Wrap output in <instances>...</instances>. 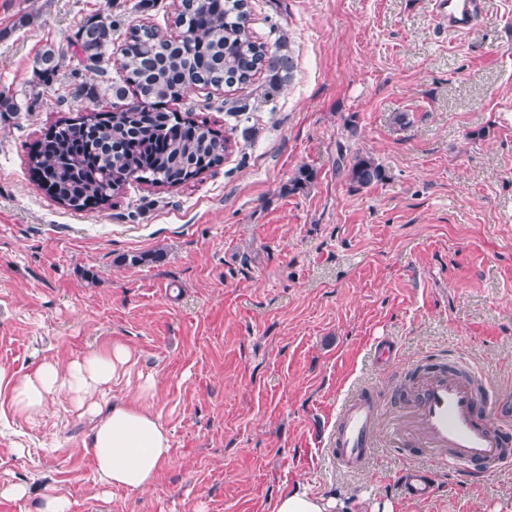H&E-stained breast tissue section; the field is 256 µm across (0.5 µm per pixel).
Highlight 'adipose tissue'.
Wrapping results in <instances>:
<instances>
[{
	"label": "adipose tissue",
	"instance_id": "1",
	"mask_svg": "<svg viewBox=\"0 0 512 512\" xmlns=\"http://www.w3.org/2000/svg\"><path fill=\"white\" fill-rule=\"evenodd\" d=\"M131 359L129 348L115 344L64 369L41 363L32 375L9 383V401L16 416L31 421L43 415L50 398L59 395L95 414L89 446L100 482L143 491L155 482L171 451L169 432L147 403L149 386H142L134 401L113 405L103 414L95 401L105 386L120 378Z\"/></svg>",
	"mask_w": 512,
	"mask_h": 512
}]
</instances>
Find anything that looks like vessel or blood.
I'll return each mask as SVG.
<instances>
[{"label": "vessel or blood", "instance_id": "b4317fda", "mask_svg": "<svg viewBox=\"0 0 512 512\" xmlns=\"http://www.w3.org/2000/svg\"><path fill=\"white\" fill-rule=\"evenodd\" d=\"M480 10V0H436V17L455 34L468 32ZM384 404L371 390L347 397L336 412L328 452L340 467L366 466L378 443L376 425ZM393 448H426L453 469L482 467L489 472L512 461V417L496 399L477 404L470 385L455 376L436 373L422 384L419 398L401 428L386 431ZM406 493L429 497L433 488L426 471H409Z\"/></svg>", "mask_w": 512, "mask_h": 512}]
</instances>
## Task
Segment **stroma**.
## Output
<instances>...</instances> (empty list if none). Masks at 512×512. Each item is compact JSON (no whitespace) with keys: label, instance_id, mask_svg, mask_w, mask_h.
Wrapping results in <instances>:
<instances>
[{"label":"stroma","instance_id":"stroma-1","mask_svg":"<svg viewBox=\"0 0 512 512\" xmlns=\"http://www.w3.org/2000/svg\"><path fill=\"white\" fill-rule=\"evenodd\" d=\"M249 2L259 42L287 36L290 81L257 109L259 77L165 105L228 136L223 163L74 211L32 179L29 150L89 105L78 84L121 76L125 28L169 30L174 0H0V89L20 105L0 115V374L126 345L109 396L151 381L171 443L150 490L107 488L89 416L60 396L26 421L0 389V512H41L49 490L69 512H275L298 487L336 512H512V464L470 473L381 445L350 471L326 449L356 388L380 394V428L398 424L420 363L466 358L512 406V0H482L459 39L435 0ZM98 12L121 26L102 75L69 46ZM49 45L65 57L44 85L33 64ZM359 152L382 182H349L339 159ZM302 168L310 184L290 190ZM417 467L433 478L422 500L402 487Z\"/></svg>","mask_w":512,"mask_h":512}]
</instances>
